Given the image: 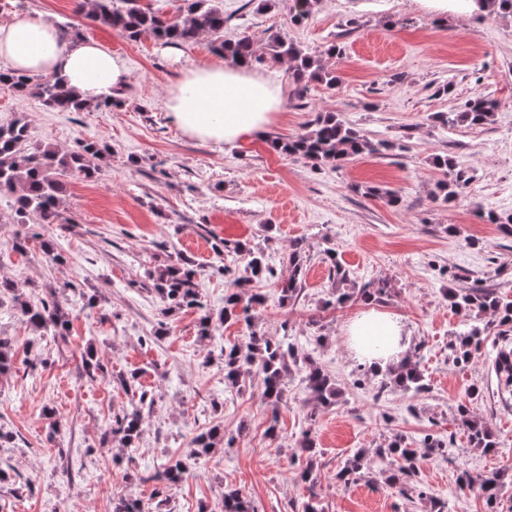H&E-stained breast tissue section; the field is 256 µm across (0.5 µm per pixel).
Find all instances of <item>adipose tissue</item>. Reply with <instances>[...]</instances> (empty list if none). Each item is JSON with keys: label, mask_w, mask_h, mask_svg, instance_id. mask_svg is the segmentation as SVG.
Wrapping results in <instances>:
<instances>
[{"label": "adipose tissue", "mask_w": 512, "mask_h": 512, "mask_svg": "<svg viewBox=\"0 0 512 512\" xmlns=\"http://www.w3.org/2000/svg\"><path fill=\"white\" fill-rule=\"evenodd\" d=\"M0 60L22 73L60 74L87 102L111 96L129 81L119 56L92 40L65 39L40 16L0 24ZM281 102L278 83L229 59L183 70L167 91L166 108L186 136L221 144L263 129ZM347 336L354 357L374 371L395 367L408 346L403 324L374 310L357 316Z\"/></svg>", "instance_id": "adipose-tissue-1"}]
</instances>
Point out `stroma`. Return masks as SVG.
<instances>
[{"label": "stroma", "mask_w": 512, "mask_h": 512, "mask_svg": "<svg viewBox=\"0 0 512 512\" xmlns=\"http://www.w3.org/2000/svg\"><path fill=\"white\" fill-rule=\"evenodd\" d=\"M213 3L224 12L225 39L253 40L261 57L254 72L289 88L287 64L266 56L269 36L284 31L313 54L339 44L341 54L324 63L340 85H311L305 99H284L265 130L218 146L185 136L164 106L181 69L213 60L210 36L182 47L175 59L152 36L130 41L76 12V0H0V23L40 14L59 26L74 24L129 69L128 84L116 92L120 103L109 109L53 111L0 86V125L26 122L31 145L68 151L91 137L109 148L94 161L97 179L70 183L63 211L74 225L57 241L59 263L46 262L36 240L26 252L13 250L17 217L0 203V277L16 286L0 295V336L16 349L13 372L0 378V429L14 435L0 443V471L34 482L23 493L10 480L1 483L0 512H112L122 497L139 499L147 512H219L231 488L258 512H298L312 492L324 512H433L443 501L455 512H486L482 480L512 472V395H499L491 369L497 348L512 346V331L480 317L487 327L481 349L466 366L453 364L448 345L466 321L451 311L446 294L479 278L512 295V235L483 219L489 212L512 215V16L438 12L422 0H317L311 17L294 25L288 0H272L262 11L246 0ZM402 19L407 27H399ZM477 93L498 103L491 124L442 122V114L459 111ZM324 112L372 140L395 143V150L339 168L270 148V139L307 132ZM438 155L469 179L459 200L444 204L432 196L443 177L434 166ZM368 186L396 191L402 201L390 206L366 197ZM219 240L227 252L213 250ZM298 242L304 265L296 300L280 305L276 280L253 282L266 301L249 322H228L219 335L201 338L202 311H222L233 277L244 270L232 246L263 252L285 277ZM327 248L335 249L351 285L386 284L375 307L404 323L425 391L395 387L388 372L354 358L346 327L365 303L325 307L333 284ZM182 256L195 264L206 308L165 315L142 271ZM224 265L229 273L219 274ZM60 285L72 315L64 342L34 334L13 300L18 294L35 302ZM91 294L97 304L88 309ZM160 326L165 336L146 343ZM254 330L293 336L299 353H312L336 383L335 403L313 406L300 364L285 375L275 412L254 377L237 388L225 385L221 348L247 344ZM89 347L104 366L93 381L81 368ZM134 372L138 390L150 392L154 404L143 410L140 439L126 447L109 432L114 416L138 402V391L123 385ZM45 405L61 424L52 441L40 415ZM463 405L493 429L495 451L470 444L458 420ZM274 413L278 433L270 436ZM216 424L235 435L233 447L194 454L195 436ZM305 431L316 444L312 488L299 481L301 465L293 460ZM431 433L444 439L447 453L423 448ZM399 437L418 450L426 499H407L390 481L387 460L375 454ZM361 449V477L338 484L337 471ZM176 458L188 463L183 480L170 487L156 481L155 473ZM464 472L465 490L458 485Z\"/></svg>", "instance_id": "1"}]
</instances>
